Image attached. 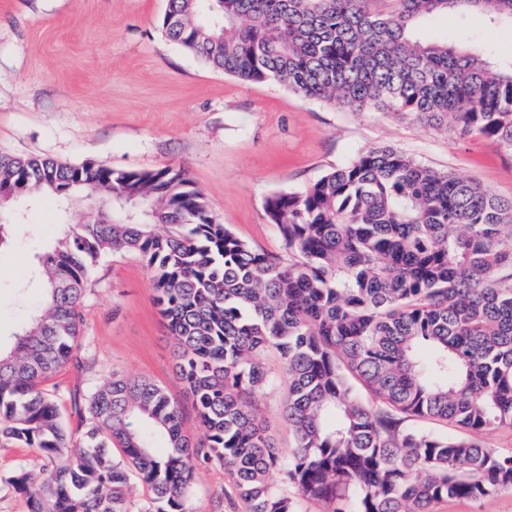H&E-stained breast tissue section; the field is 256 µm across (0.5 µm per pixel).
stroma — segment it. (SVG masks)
Returning a JSON list of instances; mask_svg holds the SVG:
<instances>
[{
	"label": "stroma",
	"instance_id": "obj_1",
	"mask_svg": "<svg viewBox=\"0 0 512 512\" xmlns=\"http://www.w3.org/2000/svg\"><path fill=\"white\" fill-rule=\"evenodd\" d=\"M165 6V0H0V153L128 171L183 167L219 222L249 246L275 254L284 243L267 199L303 190L374 147H393L512 197V157L484 136L461 138L396 112L341 109L275 81H241L169 41L160 23ZM421 34L461 48L482 46L496 63L512 62V29L478 15L438 18ZM94 214L86 199L27 197L0 212L13 225L0 246V342H10L41 300L42 256L69 226ZM81 313L82 365H68L44 384L66 426L77 425L74 394H89L116 375L150 378L183 399L174 342L138 255L98 258ZM268 368L276 383L258 415L286 454L288 377L278 358ZM81 438L75 430L73 442ZM42 466L33 450L0 444V512H29L26 496L8 479ZM187 507L246 512L218 465L198 473Z\"/></svg>",
	"mask_w": 512,
	"mask_h": 512
}]
</instances>
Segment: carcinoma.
<instances>
[{"mask_svg": "<svg viewBox=\"0 0 512 512\" xmlns=\"http://www.w3.org/2000/svg\"><path fill=\"white\" fill-rule=\"evenodd\" d=\"M466 10L512 26V0H166L165 36L245 82L278 81L340 108H366L485 136L512 155V63L423 42L427 19ZM108 199L42 261L41 304L0 346V441L45 464L7 482L29 512H189L199 471L228 472L247 512H431L448 498L512 491V455L472 434L512 428V198L376 147L266 210L286 254L251 248L214 217L180 167L125 171L0 154V191ZM135 196L141 220L114 204ZM132 252L149 270L175 341V372L199 420L147 377H112L74 414L83 446L43 383L79 361L81 304L98 257ZM284 361L280 458L258 420ZM446 422L460 433L428 428ZM279 471L293 497L270 480Z\"/></svg>", "mask_w": 512, "mask_h": 512, "instance_id": "cac0c4a2", "label": "carcinoma"}]
</instances>
